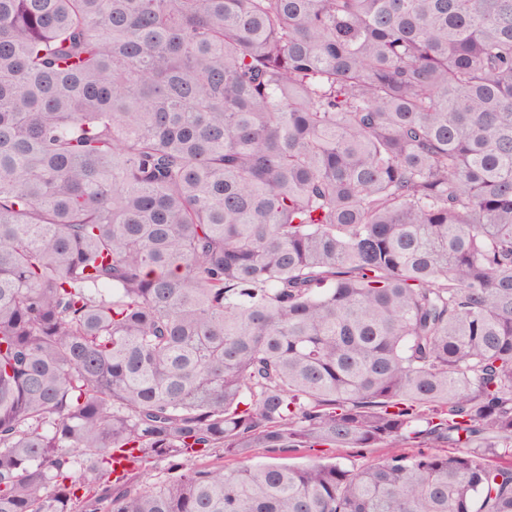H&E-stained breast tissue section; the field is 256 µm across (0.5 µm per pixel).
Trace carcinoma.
Segmentation results:
<instances>
[{"label": "carcinoma", "mask_w": 512, "mask_h": 512, "mask_svg": "<svg viewBox=\"0 0 512 512\" xmlns=\"http://www.w3.org/2000/svg\"><path fill=\"white\" fill-rule=\"evenodd\" d=\"M0 512H512V0H0ZM386 451L385 448H304L298 452L283 455L271 452L268 448H254L252 459L254 462L308 465L329 459L334 461L337 456L338 460L348 467H362L378 460Z\"/></svg>", "instance_id": "carcinoma-1"}]
</instances>
